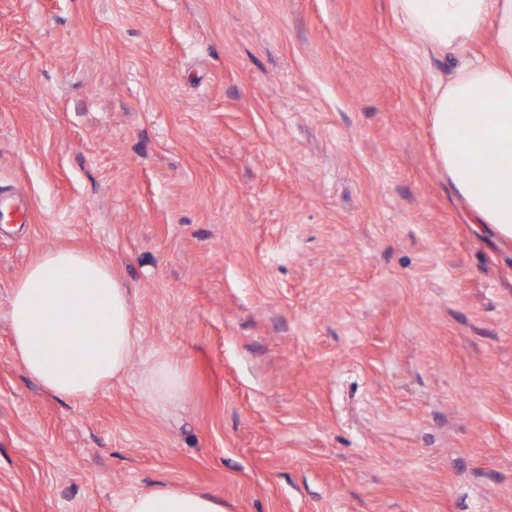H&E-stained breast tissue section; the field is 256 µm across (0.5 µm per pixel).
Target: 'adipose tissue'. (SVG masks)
Returning <instances> with one entry per match:
<instances>
[{
	"mask_svg": "<svg viewBox=\"0 0 512 512\" xmlns=\"http://www.w3.org/2000/svg\"><path fill=\"white\" fill-rule=\"evenodd\" d=\"M392 9L427 53L458 64L439 78L432 100L434 150L442 178L464 201L473 223L512 240V0H392ZM493 27L498 59L465 57L464 49ZM490 175L493 201L476 194L467 166ZM14 352L25 371L54 394L82 399L123 373L139 340L127 289L103 258L50 250L30 265L9 298ZM67 342L68 364L41 349L44 336ZM156 406L186 392L174 360L156 358L143 378ZM119 512H225L209 495L161 485L125 498Z\"/></svg>",
	"mask_w": 512,
	"mask_h": 512,
	"instance_id": "1",
	"label": "adipose tissue"
}]
</instances>
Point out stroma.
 <instances>
[{"instance_id": "1", "label": "stroma", "mask_w": 512, "mask_h": 512, "mask_svg": "<svg viewBox=\"0 0 512 512\" xmlns=\"http://www.w3.org/2000/svg\"><path fill=\"white\" fill-rule=\"evenodd\" d=\"M391 0H0V512H512V240L440 177ZM106 259L140 335L91 397L15 357L42 253ZM182 400L144 397L153 356ZM119 512H225L224 503L207 494L160 485L125 498Z\"/></svg>"}]
</instances>
